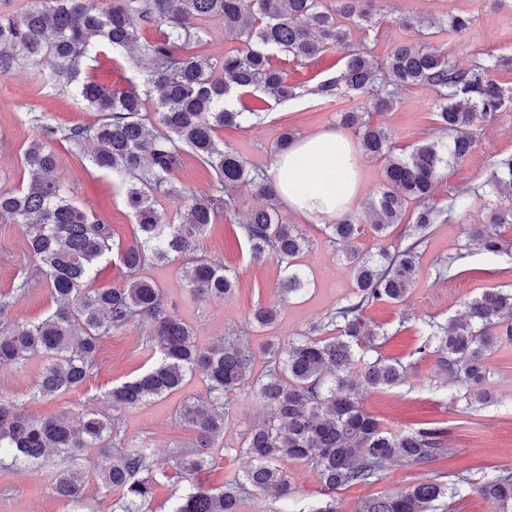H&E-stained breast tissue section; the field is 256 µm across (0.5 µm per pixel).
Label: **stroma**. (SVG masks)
Returning a JSON list of instances; mask_svg holds the SVG:
<instances>
[{
  "label": "stroma",
  "mask_w": 512,
  "mask_h": 512,
  "mask_svg": "<svg viewBox=\"0 0 512 512\" xmlns=\"http://www.w3.org/2000/svg\"><path fill=\"white\" fill-rule=\"evenodd\" d=\"M465 15L469 28L457 33L443 31L420 38L413 29L402 25L405 17L447 18ZM426 40L434 51L448 56L458 67L466 68L486 55L512 57V8L498 7L491 0H374L367 25L353 29L352 41L369 51L374 59H383L398 43ZM272 63L288 83L309 87L335 75L342 67L341 54L327 51L315 63L300 65L279 54ZM148 64L140 51L115 52L101 47L95 59L87 62L83 75L115 91L136 84ZM433 94L424 88L406 91L398 107L375 115V122L387 127L398 147L442 138L433 116ZM244 104L262 112L253 127H227L219 130L220 140L237 151L251 166L269 169L274 146L283 130H293L305 137L334 127L338 113L357 108V95H341L324 100L309 94L275 103L263 94L245 98ZM94 119L78 97L58 92L49 81L45 66L24 64L12 74L0 75V191H13L31 178L23 153L36 132L37 122L53 125L91 123ZM52 149L58 157L57 177L71 201L112 227L114 243L123 245L132 238L134 218L124 204L125 187L112 174L98 171L86 154L69 143L55 140ZM512 155V107L496 123L479 127L475 148L467 160L440 182L434 198H445L451 189L482 184L494 163ZM180 189L177 197H163L159 209L174 217L182 209L186 196L216 193L214 172L193 153L181 155L180 166L171 175ZM236 210L211 224L197 242V250L223 258L224 267L236 278L237 290L227 299H192L177 265L167 264L151 275L163 289L176 312L190 323L200 343L211 344L224 336H241L254 352H261L267 340L282 343L306 334L311 322L346 304L354 290L352 267L341 248L327 242L325 227L301 221L287 205H280L285 223L299 225L310 247L299 259L308 281L298 294L283 295L279 285L284 269L270 259H252L238 233V226L262 201L248 189L235 191ZM484 198L473 199L463 218H450L433 225L420 248L417 280L405 302L399 305L380 301L368 306L364 317L371 326L383 328L388 336L382 356L409 365L407 380L398 386L365 390L361 405L396 431L415 429L436 422L447 431L448 456L430 469H421L403 461L391 464L384 478L368 488H351L336 496L339 512H357L362 499L369 495L406 491L415 485L442 476L455 486V496L448 512H491L489 506L472 491L474 483L499 467H512V345L491 352L487 359L490 372V402L465 399L464 390L437 366L434 357L417 352L423 338L420 321L434 318L446 323L455 319L465 302L489 288L512 289V254L491 255L472 241L474 225L486 223L489 212ZM454 258L455 263L444 279H436L440 261ZM28 279V289L16 295L7 320L37 322L54 308V296L37 270L27 247L25 228L20 224L0 223V296L16 294L21 279ZM281 306L278 324L271 331L254 328L249 318L257 304ZM141 324L132 323L103 342L91 376L78 389L50 400L31 399L30 393L41 370L40 361L22 368L0 366V397L19 403L32 415L66 414L78 416L84 405L107 409V394L112 386L133 377L150 364L142 350ZM205 391L201 377H194L182 394L147 404L123 413L122 427L127 436L146 437L154 451L153 471L156 485L149 504L150 512H172L180 492L174 481L175 461L170 454L174 442L193 443L192 432L176 423L173 414L182 397H195ZM229 422L218 442L221 457L196 476L198 484L217 487L228 474L242 471L247 460L238 455L242 434L262 421L265 409L247 389L228 394L224 399ZM59 458H51L38 470L21 471L0 466V512H112V493L99 486L97 478H88L84 499L74 504L55 496L52 481Z\"/></svg>",
  "instance_id": "stroma-1"
}]
</instances>
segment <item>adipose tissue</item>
Instances as JSON below:
<instances>
[{
  "label": "adipose tissue",
  "mask_w": 512,
  "mask_h": 512,
  "mask_svg": "<svg viewBox=\"0 0 512 512\" xmlns=\"http://www.w3.org/2000/svg\"><path fill=\"white\" fill-rule=\"evenodd\" d=\"M270 174L288 207L319 224L353 207L360 192L361 160L350 137L328 129L297 139L276 154Z\"/></svg>",
  "instance_id": "1"
}]
</instances>
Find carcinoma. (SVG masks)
<instances>
[{"label": "carcinoma", "mask_w": 512, "mask_h": 512, "mask_svg": "<svg viewBox=\"0 0 512 512\" xmlns=\"http://www.w3.org/2000/svg\"><path fill=\"white\" fill-rule=\"evenodd\" d=\"M369 16L368 0H112L104 9L91 0H34L19 14L0 15L1 75L25 62L45 64L54 87L68 92L89 48L99 41L114 49L141 45L150 61L142 92L136 86L119 92L83 82L77 92L96 114L94 122L37 125L24 151L32 181L17 191L0 192V222L26 226L28 250L58 302L41 321L16 322L0 333V366L41 359L32 398L51 399L80 387L103 339L132 322L144 326L141 347L153 364L112 387V414L87 409L75 424L65 415H29L0 398V455L10 457L12 465L39 467L54 454L64 461L52 484L56 495L80 503L86 474L92 471L104 489L117 494L115 512H145L155 481L150 440L132 442L121 435L120 414L181 390L197 372L204 377L206 395L185 401L176 411L195 441L172 451L175 477L187 483L174 512H240L243 495L250 492L286 499L291 493L288 465L300 462L316 466L325 499L296 512H338L336 493L377 484L393 462L428 469L448 456L444 428L432 423L389 431L361 406L363 390L394 387L407 379L408 367L378 355L380 331L363 311L376 301H405L418 274L420 240L392 254L383 249L377 260L350 257L354 292L347 304L312 323L298 342H267L260 372L255 371L256 353L237 338L198 343L194 329L148 274L162 262H178L196 299L224 298L235 290L221 259L191 251L221 213L232 211V198L195 195L172 220L157 208L158 192L177 194L169 178L188 149L213 170L220 190L245 187L265 201L239 225L241 237L254 258L267 257L289 268L280 284L285 294L303 288L292 267L309 240L283 222L272 179L249 168L217 136L218 129L239 127L251 116L235 107L242 94L260 92L277 102L299 95V86L288 84L273 66L275 52L303 63L331 49L344 53L336 76L306 93L322 99L361 96L364 108L340 113L339 121L354 132L363 155L383 161L382 187L364 215L347 213L327 225L330 243L355 239L363 222L386 234L401 223L412 201L417 205L411 216L415 232L447 213L466 214L470 195L480 196L477 187L455 191L442 207L430 199L448 166L469 157L474 128L497 121L512 103V91L491 78L508 58L491 56L461 69L424 44L400 43L378 62L349 39V25L367 23ZM214 18L224 23L226 37L242 42L215 63L200 54L205 22ZM159 24L157 35L140 44L145 31ZM416 87L438 94L435 117L449 140L398 152L390 132L372 122V114L393 110L401 93ZM53 138L87 152L94 167L125 183V204L135 228L132 241L117 251L125 269L117 287H91L97 265L112 254V227L66 196L48 143ZM487 185L490 223L512 224V155L496 163ZM473 235L489 254L509 249L495 232L476 228ZM280 312L276 304H260L250 323L271 328ZM423 335L418 353L435 356L441 369L480 402L485 399V357L503 343L512 344V291L490 288L466 303L449 324L424 322ZM243 387L266 409L265 419L242 436L239 453L249 466L227 477L223 486L206 488L195 483V476L214 463L212 448L229 418L224 395ZM454 490L433 478L407 492L367 497L359 512H448L444 499ZM475 493L491 512H512V468L484 477Z\"/></svg>", "instance_id": "cac0c4a2"}]
</instances>
